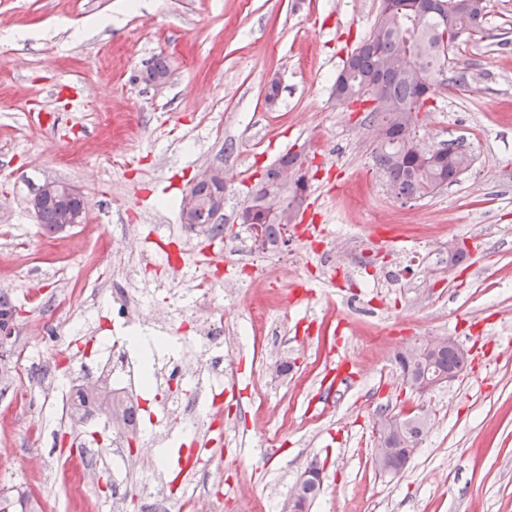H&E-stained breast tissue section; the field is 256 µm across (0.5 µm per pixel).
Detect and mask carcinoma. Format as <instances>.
<instances>
[{
  "label": "carcinoma",
  "mask_w": 512,
  "mask_h": 512,
  "mask_svg": "<svg viewBox=\"0 0 512 512\" xmlns=\"http://www.w3.org/2000/svg\"><path fill=\"white\" fill-rule=\"evenodd\" d=\"M486 8L487 0H434L424 11L418 0H381L370 32L336 75L334 93L339 103L378 100L377 106L367 109L366 116L376 132L373 159L389 194L396 200L431 195L456 182L471 164V156L459 143L433 148L421 143L417 127L406 121V116L428 108L436 89L446 82L443 75L448 70L449 55L445 33L471 37L481 30ZM301 164L302 154L288 152L277 165L265 169L264 187L248 195L245 211L249 212L251 223L262 225L267 236L281 229L283 215L291 205L300 203L298 196L285 187L284 179L302 172ZM222 190L224 186L201 179L189 194L204 202ZM74 214L72 208L56 205L35 212L42 230L51 235L59 233L62 225L72 223ZM194 221L206 226L214 237L224 233V225L213 219L205 206L195 211ZM463 362L456 352L441 348L422 359L402 363V368L417 382L436 373L445 374ZM428 427L426 415H409L404 434L394 436L395 447L402 449L405 441L423 438ZM319 491L318 484H296L297 512H308Z\"/></svg>",
  "instance_id": "obj_1"
}]
</instances>
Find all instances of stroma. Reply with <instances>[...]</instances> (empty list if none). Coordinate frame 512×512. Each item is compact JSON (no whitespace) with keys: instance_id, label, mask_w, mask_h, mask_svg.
<instances>
[{"instance_id":"obj_1","label":"stroma","mask_w":512,"mask_h":512,"mask_svg":"<svg viewBox=\"0 0 512 512\" xmlns=\"http://www.w3.org/2000/svg\"><path fill=\"white\" fill-rule=\"evenodd\" d=\"M0 0V281L17 307L15 344L26 330L64 327L60 297L79 288L78 269L95 265L111 233L131 251L112 255L110 274L73 306L94 315L73 336L72 377L96 381L112 355L103 346L130 332L113 315L125 282H145L142 305L176 296L182 314L153 335L181 337L196 305L175 292L160 265L153 228L181 221L180 202L212 167L226 176L225 261L263 263L240 214L256 177L283 153L306 149L315 167L308 206L276 259L274 278L226 280L224 333L236 335L250 305L269 316L248 344L224 361V459L191 475L196 490L219 500L216 512H280L309 463L323 488L309 512H512V0H490L480 36L449 51L469 84L437 92L418 134L423 143H462L473 157L456 183L400 203L376 172L375 132L362 113L339 104L336 74L376 17L380 0ZM118 24H107L111 14ZM163 58V89L144 82ZM280 85L265 104L270 81ZM140 115L123 146L104 144L100 113ZM76 154L75 163L61 156ZM47 180L83 190V223L50 235L29 199ZM395 228L400 243L377 234ZM458 241L457 265L430 252ZM451 336L470 349L466 369L425 396L400 383L402 341ZM349 361L353 379L332 398L323 391L332 360ZM26 383H0V497L24 500V512H153L143 486L171 495L193 439L167 410L165 384L133 386L135 425L100 415L71 418L49 364L29 362ZM263 378L266 406L254 404ZM287 397V423L274 405ZM427 410L431 425L403 473L374 465L377 412ZM38 439H30L33 425ZM133 445L139 465L114 471L112 438ZM275 451H267L269 439ZM166 449L158 460L152 447Z\"/></svg>"}]
</instances>
